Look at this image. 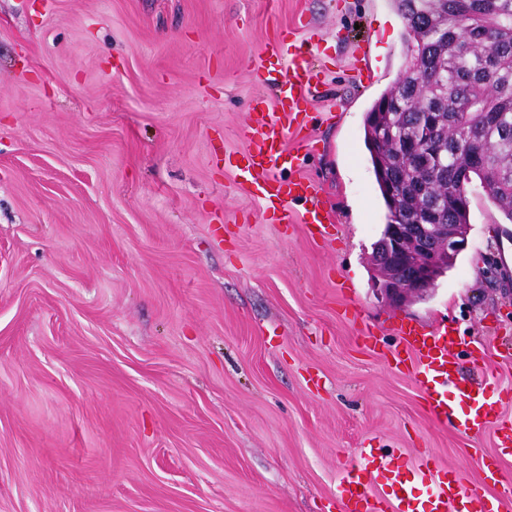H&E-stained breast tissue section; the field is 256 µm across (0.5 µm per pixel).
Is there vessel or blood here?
<instances>
[{"instance_id":"obj_1","label":"vessel or blood","mask_w":512,"mask_h":512,"mask_svg":"<svg viewBox=\"0 0 512 512\" xmlns=\"http://www.w3.org/2000/svg\"><path fill=\"white\" fill-rule=\"evenodd\" d=\"M259 66L278 75L274 91L276 110L266 115L256 114L243 128L246 147L236 167V178L264 208L279 211L283 219H297L311 232L330 223L327 204L305 178L282 180L276 172L296 161L295 154L286 146V139L289 131L303 127L305 106L319 94L318 71L303 44L288 39L269 44ZM299 199L307 200L309 206L297 216L290 211L289 204ZM395 331L404 348L395 354L394 360L410 365L427 395L431 419L444 424L449 417H456L457 427L463 433L477 436L491 430L498 447L511 448L512 422L497 418L504 391L486 379L461 377L453 330L445 326L427 329L417 324H401ZM360 459V464L345 470L339 480V512H380L379 508L370 506L366 494L368 480L377 474L386 478L391 512H408V475L390 468L374 449H361ZM430 504L431 512H501L498 497H476L474 489L457 475L436 482Z\"/></svg>"}]
</instances>
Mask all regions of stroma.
<instances>
[{
  "label": "stroma",
  "instance_id": "1",
  "mask_svg": "<svg viewBox=\"0 0 512 512\" xmlns=\"http://www.w3.org/2000/svg\"><path fill=\"white\" fill-rule=\"evenodd\" d=\"M286 34L326 92L279 175L328 203L323 239L235 179L273 108L250 62ZM409 63L393 0H0V512H337L367 447L474 484L486 454L512 499L492 432L435 424L391 365L395 325H450L464 374L512 384V222L479 182L425 297L374 287L364 122Z\"/></svg>",
  "mask_w": 512,
  "mask_h": 512
}]
</instances>
